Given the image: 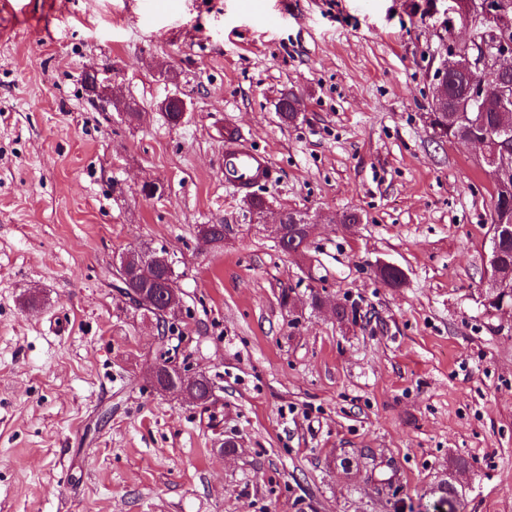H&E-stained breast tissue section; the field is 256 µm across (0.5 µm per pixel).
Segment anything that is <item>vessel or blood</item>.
<instances>
[{
	"mask_svg": "<svg viewBox=\"0 0 512 512\" xmlns=\"http://www.w3.org/2000/svg\"><path fill=\"white\" fill-rule=\"evenodd\" d=\"M222 172L225 183L245 194L255 186L271 181L274 175L268 155L253 148L232 126L224 129Z\"/></svg>",
	"mask_w": 512,
	"mask_h": 512,
	"instance_id": "1",
	"label": "vessel or blood"
}]
</instances>
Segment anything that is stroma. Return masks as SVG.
<instances>
[{
	"label": "stroma",
	"instance_id": "stroma-1",
	"mask_svg": "<svg viewBox=\"0 0 512 512\" xmlns=\"http://www.w3.org/2000/svg\"><path fill=\"white\" fill-rule=\"evenodd\" d=\"M21 2L0 9V512H430L460 460L464 512H512V310L479 299L492 186L426 122L468 36L446 0ZM93 68L140 122L92 101ZM228 122L275 167L266 222L224 182ZM287 209L318 218L307 259L278 246ZM161 246L165 342L113 287L123 252ZM175 347L211 403L153 390Z\"/></svg>",
	"mask_w": 512,
	"mask_h": 512
}]
</instances>
